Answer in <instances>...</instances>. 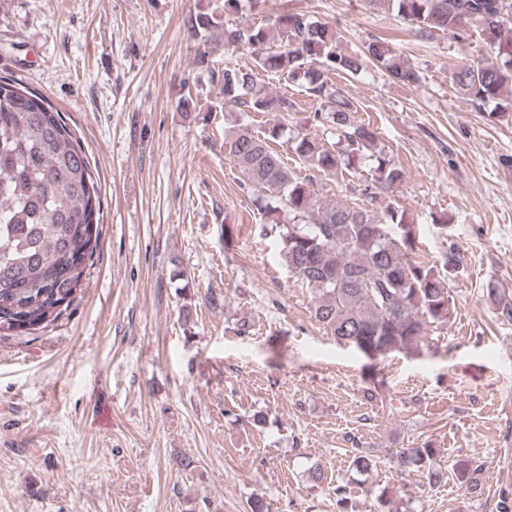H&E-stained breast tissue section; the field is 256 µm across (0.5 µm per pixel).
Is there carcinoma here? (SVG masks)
Segmentation results:
<instances>
[{
  "mask_svg": "<svg viewBox=\"0 0 512 512\" xmlns=\"http://www.w3.org/2000/svg\"><path fill=\"white\" fill-rule=\"evenodd\" d=\"M239 0L189 15V27L203 50L224 47L234 54L248 48L250 62L224 64V102L238 111L288 112L294 103L261 84L264 71L324 100L322 119L336 134L330 149L316 136L288 139L289 151L327 176L357 174L369 168L371 183L390 190L404 171L378 148L374 126L356 117L353 101L328 88L332 75H356L372 62L404 85L421 83L420 74L396 55L389 43L368 42L355 53L344 51L326 22L301 14H282L245 27L225 20ZM418 31H438L452 39L479 29L485 54L452 69L450 79L465 99L492 119L512 114V23L500 15L505 0H366ZM283 130L263 134L240 125L224 135L233 162L257 192L270 232L281 245L288 270L310 288L314 318L337 344L370 360L395 350L411 353L445 323L453 301L448 281L459 258L443 253L442 268L414 256L410 217L394 204L322 205L313 182L294 173L273 144ZM98 183L84 149L60 112L37 91L0 77V331L13 329L5 313L17 307L36 331L63 312L53 297L72 303L82 287L98 238H83L84 228L99 223ZM435 449L400 448L392 458L401 471L422 470L429 484L445 481L432 465ZM482 467L470 462L459 470L466 488L480 484Z\"/></svg>",
  "mask_w": 512,
  "mask_h": 512,
  "instance_id": "1",
  "label": "carcinoma"
}]
</instances>
